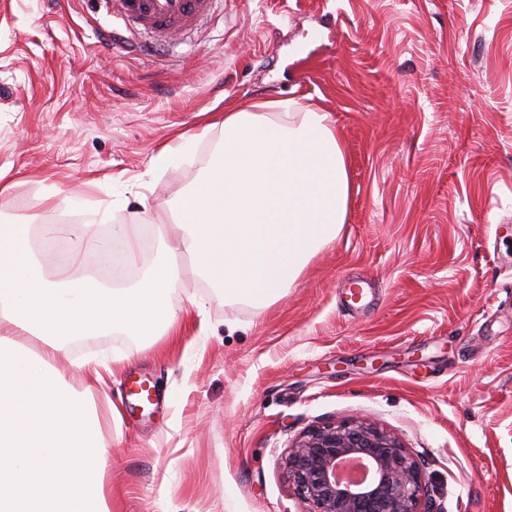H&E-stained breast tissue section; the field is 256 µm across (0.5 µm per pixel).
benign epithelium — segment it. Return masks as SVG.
<instances>
[{"label": "benign epithelium", "mask_w": 512, "mask_h": 512, "mask_svg": "<svg viewBox=\"0 0 512 512\" xmlns=\"http://www.w3.org/2000/svg\"><path fill=\"white\" fill-rule=\"evenodd\" d=\"M285 464L308 512H439L417 459L364 418L308 429Z\"/></svg>", "instance_id": "obj_1"}]
</instances>
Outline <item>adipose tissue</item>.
Listing matches in <instances>:
<instances>
[{
    "instance_id": "obj_1",
    "label": "adipose tissue",
    "mask_w": 512,
    "mask_h": 512,
    "mask_svg": "<svg viewBox=\"0 0 512 512\" xmlns=\"http://www.w3.org/2000/svg\"><path fill=\"white\" fill-rule=\"evenodd\" d=\"M349 198L329 114L262 100L225 113L223 145L175 221L185 254L225 301L263 309L336 239ZM86 257L74 250L48 279L28 225L0 224V512H112L99 420L52 364L87 336L168 332L178 269L163 255L141 280L112 289L69 275Z\"/></svg>"
}]
</instances>
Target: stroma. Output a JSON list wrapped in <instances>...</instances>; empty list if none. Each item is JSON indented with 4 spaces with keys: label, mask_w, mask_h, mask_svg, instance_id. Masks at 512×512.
<instances>
[{
    "label": "stroma",
    "mask_w": 512,
    "mask_h": 512,
    "mask_svg": "<svg viewBox=\"0 0 512 512\" xmlns=\"http://www.w3.org/2000/svg\"><path fill=\"white\" fill-rule=\"evenodd\" d=\"M98 0H0V218L142 223L122 288L173 246L175 331L72 345L111 438L112 512H305L283 471L312 425L364 416L419 459L442 512H512V0H220L154 51L109 41ZM328 112L345 223L263 309L225 303L178 251L172 207L224 111ZM167 145L164 166L151 161ZM149 214H142V205ZM148 377L156 405L126 403Z\"/></svg>",
    "instance_id": "stroma-1"
}]
</instances>
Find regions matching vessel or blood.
I'll return each mask as SVG.
<instances>
[{"instance_id": "obj_1", "label": "vessel or blood", "mask_w": 512, "mask_h": 512, "mask_svg": "<svg viewBox=\"0 0 512 512\" xmlns=\"http://www.w3.org/2000/svg\"><path fill=\"white\" fill-rule=\"evenodd\" d=\"M113 18L121 20L131 36L147 35L166 42L195 29L210 15L215 0H104ZM128 394L137 402L155 404L158 394L148 378L130 380Z\"/></svg>"}]
</instances>
